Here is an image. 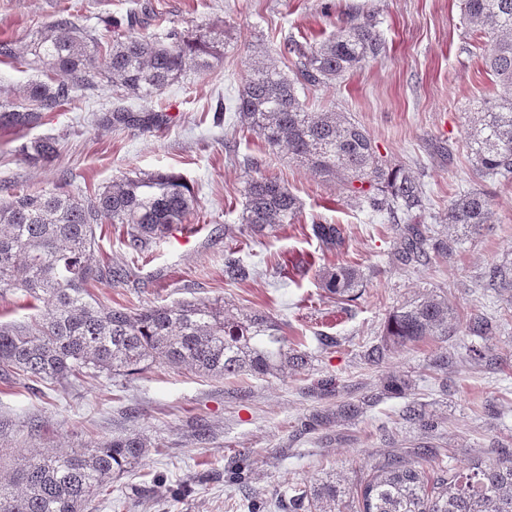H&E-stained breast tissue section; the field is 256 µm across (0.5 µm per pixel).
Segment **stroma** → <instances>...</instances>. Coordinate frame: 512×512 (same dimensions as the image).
Returning <instances> with one entry per match:
<instances>
[{
  "label": "stroma",
  "instance_id": "stroma-1",
  "mask_svg": "<svg viewBox=\"0 0 512 512\" xmlns=\"http://www.w3.org/2000/svg\"><path fill=\"white\" fill-rule=\"evenodd\" d=\"M76 7L80 24L101 29L139 16L148 33L200 30L217 43L219 61L187 69L152 102L125 99L136 111H161L142 130L106 125L115 100L107 84L84 91L77 108L44 113L19 134L0 130V198L10 189L63 187L89 197L113 179L176 171L196 199L184 228L130 253L119 226L104 225L98 250L107 274L91 291L102 303L139 309L184 300H221L269 315L311 355L305 371L282 377H203L165 363L113 379L65 386L0 379V468L21 453L72 448L140 434L152 447L143 462L113 478L91 512H288V492L333 475L354 484L388 457L428 450L429 464L487 463L512 450V292L485 288L488 264L512 263V182H484L492 218L464 236L453 256L402 265L386 216L350 205L337 181L313 174L244 129L232 109L251 58L290 42L317 43L355 14H376L386 45L378 63L342 82L309 89L319 110L336 107L370 133L380 156L421 179L425 207L416 221L443 229L448 204L478 185L464 147L475 112L497 87L478 38L463 22L460 0H0V40L29 44L36 30ZM53 137L57 156L32 163L22 139ZM278 177L301 202L294 223L266 237L242 230L243 189L257 174ZM345 230L340 251H323L313 223ZM251 268L249 280L224 277V252ZM346 263L363 273L357 300L340 307L318 284V270ZM447 297L459 322L483 315L488 336H430L390 349L380 363L367 351L384 342L389 313L425 292ZM337 347L325 350L322 336ZM409 379L405 394L385 393L389 376ZM359 404L349 421L329 416L337 402ZM418 403L434 431L407 419ZM325 416V425L312 423ZM243 478H236L237 464Z\"/></svg>",
  "mask_w": 512,
  "mask_h": 512
}]
</instances>
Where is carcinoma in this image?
I'll use <instances>...</instances> for the list:
<instances>
[{
  "label": "carcinoma",
  "instance_id": "1",
  "mask_svg": "<svg viewBox=\"0 0 512 512\" xmlns=\"http://www.w3.org/2000/svg\"><path fill=\"white\" fill-rule=\"evenodd\" d=\"M463 18L483 40L485 66L502 92L487 99L467 133L475 179H512V0H461ZM30 63L50 72L23 90L20 104L0 102V129H27L43 113L77 107L80 92L101 82L140 100H151L186 68L206 70L217 59L202 36L170 30L159 41L132 21L119 38L96 33L75 16L44 26L25 48ZM386 51L376 18L367 14L342 22L322 42L291 43V73L256 58L246 69L233 105L241 125L264 143L285 146L291 157L318 176L337 180L351 203L384 214L400 231L402 264L449 256L456 240L412 223L423 207L424 186L404 167L382 160L369 132L345 112L310 110L300 92L337 83L350 72L381 59ZM103 121L147 128L152 118L124 106L109 109ZM18 151L31 162H49L56 140L34 138ZM242 224L254 237L268 236L294 222L299 198L279 178L260 175L244 186ZM491 200L479 188L461 192L448 205V228L477 231L488 223ZM193 210L190 188L179 174L141 173L112 181L85 199L59 189L18 187L0 201V296L21 293L43 304L30 323L0 324V370L32 382L66 383L79 375L130 376L162 361L199 374L279 376L309 365L310 356L290 342L281 327L260 311L242 312L218 301H181L135 311L97 301L90 292L103 275L97 253L101 224L120 225L131 252L142 254L166 239ZM328 251L345 238L337 224L311 225ZM251 270L230 250L224 277L245 281ZM320 287L341 302H352L362 286L358 268L333 264L319 270ZM486 286L512 289V267L492 263ZM448 298L424 294L397 306L385 325L387 342L406 346L429 336L459 331ZM409 419L435 429L420 404ZM151 442L140 436L94 441L66 452L30 453L0 476V512H90L112 479L139 465ZM356 512H512V454L466 470L393 456L351 487L326 479L294 487L288 512H340L346 496Z\"/></svg>",
  "mask_w": 512,
  "mask_h": 512
}]
</instances>
